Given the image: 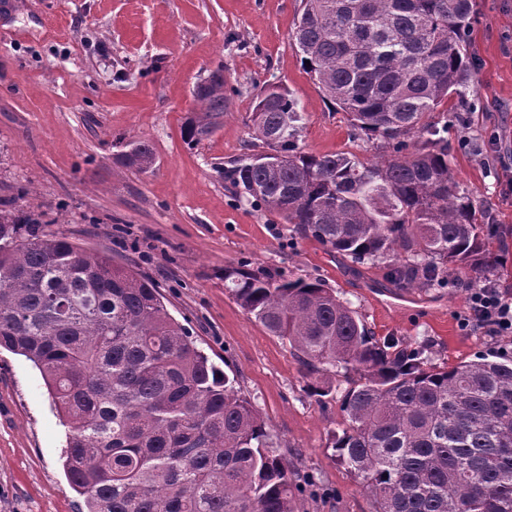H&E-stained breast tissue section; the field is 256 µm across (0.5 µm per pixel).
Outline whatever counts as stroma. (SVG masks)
Wrapping results in <instances>:
<instances>
[{
	"mask_svg": "<svg viewBox=\"0 0 512 512\" xmlns=\"http://www.w3.org/2000/svg\"><path fill=\"white\" fill-rule=\"evenodd\" d=\"M0 0V200H19L62 233L152 279L170 313L216 363L237 374L288 460L315 483L298 512H373L360 479L329 447L341 430L342 374L326 396L306 389L288 343L270 335L224 288V268L321 280L380 340L423 346L453 366L511 336L462 330L469 290L396 288L383 264L357 265L237 198L218 169L254 152L251 113L265 83L288 88L305 113L299 144L313 154L378 159L328 105L289 40L300 0ZM467 49L475 66L448 128L450 164L477 211L506 234L493 243L512 294V0H476ZM223 67L231 104L220 129L188 145L194 90ZM148 143L145 173L126 167L127 142ZM67 429L37 368L0 350V512H82L62 459Z\"/></svg>",
	"mask_w": 512,
	"mask_h": 512,
	"instance_id": "stroma-1",
	"label": "stroma"
}]
</instances>
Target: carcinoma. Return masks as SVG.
<instances>
[{
	"instance_id": "carcinoma-1",
	"label": "carcinoma",
	"mask_w": 512,
	"mask_h": 512,
	"mask_svg": "<svg viewBox=\"0 0 512 512\" xmlns=\"http://www.w3.org/2000/svg\"><path fill=\"white\" fill-rule=\"evenodd\" d=\"M289 34L323 99L391 153L359 162L299 145L304 113L267 83L252 112L263 151L224 180L256 207L355 264L382 262L401 288L477 286L496 271L500 225L472 205L449 164L446 104L469 90L475 0H302ZM184 127L196 145L230 96L204 80ZM141 172L151 147L128 143ZM40 220L0 208V349L39 369L68 428L64 469L85 512H296L312 483L275 449L241 389L168 311L148 277ZM224 287L288 341L309 379L343 371L345 425L330 447L369 490L373 512H512V354L453 367L381 342L317 279L224 268Z\"/></svg>"
}]
</instances>
